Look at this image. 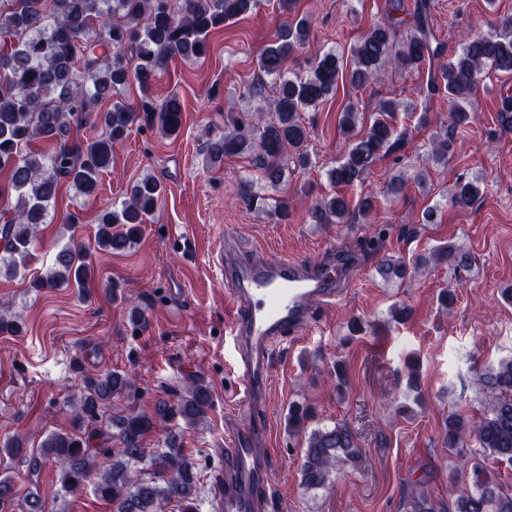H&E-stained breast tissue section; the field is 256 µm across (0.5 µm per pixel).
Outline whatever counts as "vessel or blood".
Segmentation results:
<instances>
[{
  "instance_id": "vessel-or-blood-1",
  "label": "vessel or blood",
  "mask_w": 512,
  "mask_h": 512,
  "mask_svg": "<svg viewBox=\"0 0 512 512\" xmlns=\"http://www.w3.org/2000/svg\"><path fill=\"white\" fill-rule=\"evenodd\" d=\"M214 261L228 283L224 294L229 326L225 349L235 365L234 397L247 415L227 429L224 471L214 512H268L274 483L262 448L260 392L270 374L268 354L283 334H302L315 310L335 305L340 285L351 273L346 256L328 253L315 261L282 259L263 252L227 262L223 250Z\"/></svg>"
}]
</instances>
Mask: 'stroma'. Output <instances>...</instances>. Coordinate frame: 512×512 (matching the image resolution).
Here are the masks:
<instances>
[{
	"label": "stroma",
	"mask_w": 512,
	"mask_h": 512,
	"mask_svg": "<svg viewBox=\"0 0 512 512\" xmlns=\"http://www.w3.org/2000/svg\"><path fill=\"white\" fill-rule=\"evenodd\" d=\"M389 0H259L255 12L214 33L208 55L173 60L153 84L157 99L180 97L183 125L167 137L134 122L112 154L94 198L62 183L51 223L31 247L28 269L50 267L55 253L73 242L84 247L94 270L88 295L70 288H29L0 276V306L24 324L21 334H0V442L18 435L38 447L53 432L73 425L69 398L72 369L132 374L137 391L112 400V414H148L156 400L176 399L193 380L208 386L212 405L205 422L182 426L183 447L200 473V512H212L224 468V421L239 414L231 394L232 358L224 351V278L211 261L217 244L246 255L265 249L279 258L312 260L327 249L353 253L358 273L333 307L317 310L308 331L273 348L263 419L275 483L271 512H406L412 493L452 504L464 478L444 440L452 411L475 414L490 400L480 383L486 370L512 357V131L497 113L512 73L487 71L475 93L476 118L458 128L454 154L429 158L432 140L448 121L444 95L429 93L428 69H386L362 89L342 81L316 110L303 112L309 163L289 166L278 188L267 187L248 157L212 162L211 140L230 131L233 118L255 114L274 97L257 68V55L293 18L310 21L308 40L285 62L303 74L328 49L346 53L366 29L383 20ZM432 19L445 56L462 35L493 31L512 15V0H431ZM400 103L399 141L383 153L363 182L346 191L359 202L372 196L369 215L352 224H316L312 208L334 191L327 173L350 141L341 113L355 104L372 119L380 101ZM426 170L424 182L408 181L388 193L399 167ZM153 176L165 187L138 241L121 252L97 248L100 208L124 200L133 184ZM479 181L482 195L469 206L453 201L459 181ZM288 203V218L254 209L252 194ZM434 222H424L427 210ZM78 223H68L69 215ZM454 244L470 256L467 268L414 260ZM411 266L404 280L382 278L385 259ZM451 289L452 305L439 296ZM143 318L132 322L131 307ZM419 383L410 386L408 363ZM346 383L337 386L336 365ZM308 407L302 430L288 429V412ZM342 423L356 434L362 458L338 463L325 485L306 489L300 476L310 431Z\"/></svg>",
	"instance_id": "obj_1"
}]
</instances>
